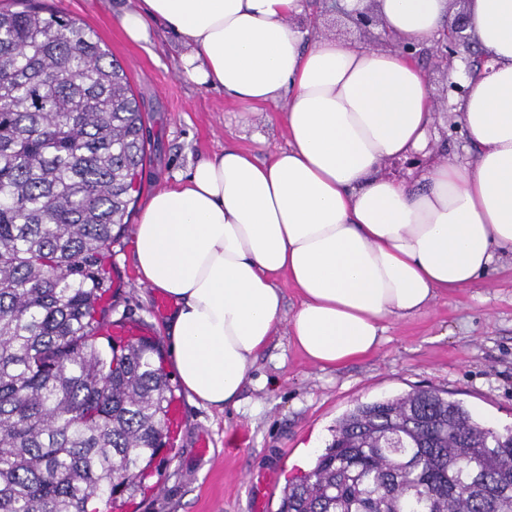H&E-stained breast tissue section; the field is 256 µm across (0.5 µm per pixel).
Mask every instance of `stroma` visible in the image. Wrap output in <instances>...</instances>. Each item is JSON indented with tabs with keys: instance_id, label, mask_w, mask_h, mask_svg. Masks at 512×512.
<instances>
[{
	"instance_id": "35a3bbf8",
	"label": "stroma",
	"mask_w": 512,
	"mask_h": 512,
	"mask_svg": "<svg viewBox=\"0 0 512 512\" xmlns=\"http://www.w3.org/2000/svg\"><path fill=\"white\" fill-rule=\"evenodd\" d=\"M44 2L97 33L126 67L146 108L148 159L141 190L129 227L106 253L117 284L109 318L140 323L153 333L165 352L162 367L182 407L183 426L177 444L164 452L160 473L145 479V491L123 512H279L284 487L312 467L349 410L420 389L447 393L487 427L512 432V261L507 259L475 287L449 293L426 313L394 322L387 341L366 359L324 369L279 335L251 368L238 405L218 410L191 400L167 354L166 315L155 307L158 293L137 281L133 226L152 193L186 177L199 160L227 147L266 159L287 147L283 114L279 106L267 105L241 115L223 90L191 81L181 60L185 48L163 21L148 19V41L129 40L118 18L144 10V0ZM297 22L309 44L327 38L382 45L377 29H357L323 11L322 0H306ZM439 118L429 152L385 161V175L413 180L446 154H473L454 113ZM203 438L210 442L204 453L197 446Z\"/></svg>"
}]
</instances>
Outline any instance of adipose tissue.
Returning a JSON list of instances; mask_svg holds the SVG:
<instances>
[{
  "instance_id": "ef3b65f1",
  "label": "adipose tissue",
  "mask_w": 512,
  "mask_h": 512,
  "mask_svg": "<svg viewBox=\"0 0 512 512\" xmlns=\"http://www.w3.org/2000/svg\"><path fill=\"white\" fill-rule=\"evenodd\" d=\"M119 24L132 41L165 21L187 75L250 113L285 101L288 146L261 160L228 148L154 192L134 232L141 284L173 298L166 325L191 398L238 402L278 330L333 368L374 354L389 323L427 312L512 258V0H467L488 68L455 100L476 149L413 181L381 172L425 150L431 86L393 49L320 39L305 45L303 0H144ZM380 25L430 44L454 20L448 0H374ZM300 299L286 314L279 280Z\"/></svg>"
}]
</instances>
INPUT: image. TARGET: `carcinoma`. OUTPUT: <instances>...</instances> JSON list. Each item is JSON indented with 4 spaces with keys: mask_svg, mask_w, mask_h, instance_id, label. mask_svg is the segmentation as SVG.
Segmentation results:
<instances>
[{
    "mask_svg": "<svg viewBox=\"0 0 512 512\" xmlns=\"http://www.w3.org/2000/svg\"><path fill=\"white\" fill-rule=\"evenodd\" d=\"M0 10V512L133 497L174 400L156 344H96L146 164L144 105L79 22ZM280 512H512V436L422 389L360 403Z\"/></svg>",
    "mask_w": 512,
    "mask_h": 512,
    "instance_id": "carcinoma-1",
    "label": "carcinoma"
}]
</instances>
